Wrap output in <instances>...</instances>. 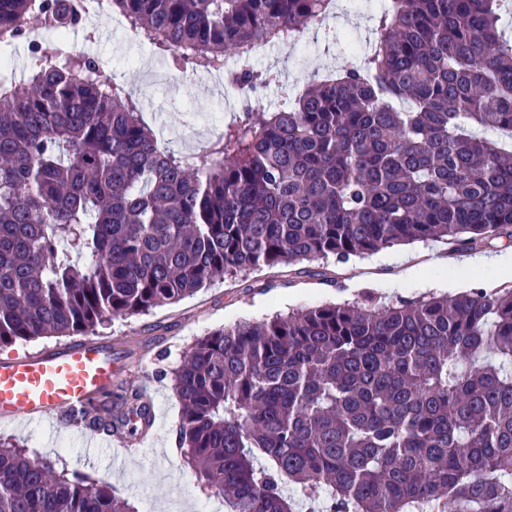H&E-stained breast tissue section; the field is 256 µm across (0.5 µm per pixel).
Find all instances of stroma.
I'll return each instance as SVG.
<instances>
[{"instance_id":"35a3bbf8","label":"stroma","mask_w":512,"mask_h":512,"mask_svg":"<svg viewBox=\"0 0 512 512\" xmlns=\"http://www.w3.org/2000/svg\"><path fill=\"white\" fill-rule=\"evenodd\" d=\"M70 38L133 91L143 103L145 120L159 130L170 149L202 154L209 139L242 115L238 109L226 111L224 94L213 79L199 72L186 78L168 71L149 44L129 38L111 11ZM341 58L339 47L328 42L321 30L310 29L297 46H266L256 64L279 69L288 85L299 90ZM456 250L455 244L438 239L396 245L345 263L331 259L305 261L290 270L263 267L224 278L149 314L114 319L97 328L93 337L111 342L118 378L142 385L155 404V429L137 452L113 446L109 438L90 435L63 419L49 424L25 419L0 424V437L13 439L29 454L49 461L56 472H80L111 483L136 512H206L210 498L200 490L176 446L182 408L168 376L194 343L227 325L351 301L365 292L385 302L419 296L416 288H383L384 278L394 270L392 258Z\"/></svg>"}]
</instances>
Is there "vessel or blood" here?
Wrapping results in <instances>:
<instances>
[{
	"label": "vessel or blood",
	"mask_w": 512,
	"mask_h": 512,
	"mask_svg": "<svg viewBox=\"0 0 512 512\" xmlns=\"http://www.w3.org/2000/svg\"><path fill=\"white\" fill-rule=\"evenodd\" d=\"M114 376L112 348L85 340L0 361V421L45 422L87 402Z\"/></svg>",
	"instance_id": "vessel-or-blood-1"
}]
</instances>
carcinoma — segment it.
Wrapping results in <instances>:
<instances>
[{
	"label": "carcinoma",
	"mask_w": 512,
	"mask_h": 512,
	"mask_svg": "<svg viewBox=\"0 0 512 512\" xmlns=\"http://www.w3.org/2000/svg\"><path fill=\"white\" fill-rule=\"evenodd\" d=\"M175 73L247 92L207 162L64 33L76 0H0V44L61 32L0 80V349L86 334L261 267L512 228V0H385L367 50L297 91L256 68L337 0H108ZM233 65L228 67V58ZM279 85L285 107L261 111ZM176 447L224 512H512V285L365 294L200 338L171 375ZM125 380L71 412L146 431ZM0 512H132L0 438Z\"/></svg>",
	"instance_id": "cac0c4a2"
}]
</instances>
